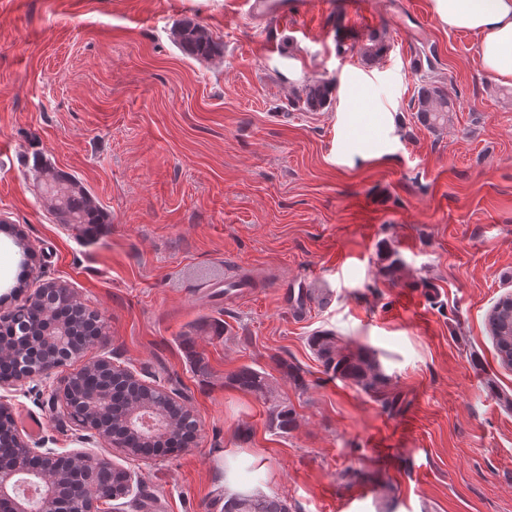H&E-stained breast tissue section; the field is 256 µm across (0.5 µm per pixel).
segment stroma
I'll return each mask as SVG.
<instances>
[{"mask_svg": "<svg viewBox=\"0 0 512 512\" xmlns=\"http://www.w3.org/2000/svg\"><path fill=\"white\" fill-rule=\"evenodd\" d=\"M256 20L239 0H0V295L5 310L47 283L101 316L86 360L162 383L198 419L195 444L133 456L77 427L37 378L0 390L35 448L81 447L131 476L99 512H221L226 476L292 512H512V368L486 315L512 293V99L477 35L448 29L432 0H304ZM206 26L224 56L200 62L175 23ZM381 60L363 55L370 32ZM434 48V71L417 67ZM455 89L447 130L414 122L426 79ZM333 84L318 112L292 105L302 82ZM342 112H392L381 155L336 158L373 131ZM74 176L108 221L57 223L30 160ZM403 268L390 276L392 259ZM253 284L235 286L242 273ZM311 293L300 309L288 301ZM320 331L377 350L395 413L330 378L309 346ZM298 365L296 390L276 358ZM264 369L297 413L289 434L228 382Z\"/></svg>", "mask_w": 512, "mask_h": 512, "instance_id": "1", "label": "stroma"}]
</instances>
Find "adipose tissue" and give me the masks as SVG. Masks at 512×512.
Returning <instances> with one entry per match:
<instances>
[{
	"label": "adipose tissue",
	"mask_w": 512,
	"mask_h": 512,
	"mask_svg": "<svg viewBox=\"0 0 512 512\" xmlns=\"http://www.w3.org/2000/svg\"><path fill=\"white\" fill-rule=\"evenodd\" d=\"M433 7L450 29L478 35L484 68L512 84V0H433Z\"/></svg>",
	"instance_id": "1"
}]
</instances>
